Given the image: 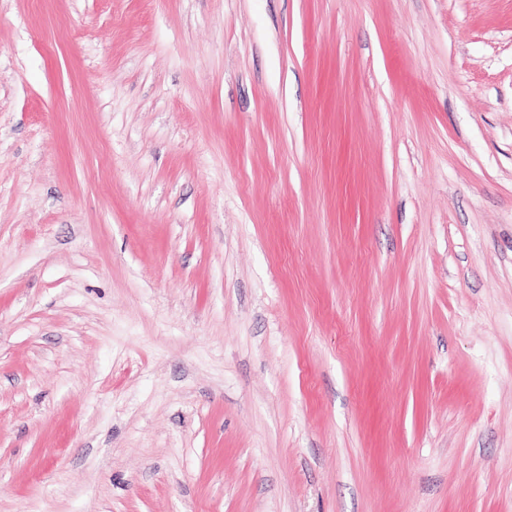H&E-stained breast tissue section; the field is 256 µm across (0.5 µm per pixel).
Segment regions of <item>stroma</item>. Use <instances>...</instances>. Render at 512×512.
I'll list each match as a JSON object with an SVG mask.
<instances>
[{"mask_svg": "<svg viewBox=\"0 0 512 512\" xmlns=\"http://www.w3.org/2000/svg\"><path fill=\"white\" fill-rule=\"evenodd\" d=\"M0 512H512V0H0Z\"/></svg>", "mask_w": 512, "mask_h": 512, "instance_id": "1", "label": "stroma"}]
</instances>
